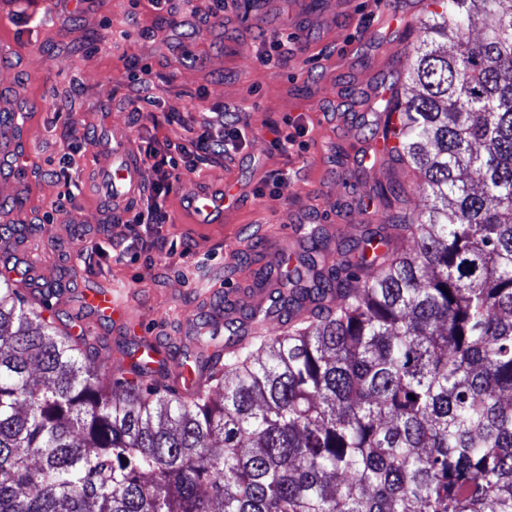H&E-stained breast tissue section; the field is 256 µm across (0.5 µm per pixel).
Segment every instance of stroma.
<instances>
[{
  "mask_svg": "<svg viewBox=\"0 0 512 512\" xmlns=\"http://www.w3.org/2000/svg\"><path fill=\"white\" fill-rule=\"evenodd\" d=\"M397 0H349L335 13L324 0H310L312 17L297 22L290 0H237L232 23L190 18L195 38H186L170 16L150 0H92L84 9L47 12L42 0H0V27L9 30L23 59L21 71L0 70V86L20 87V111L28 153L19 165L22 185L0 182V196L14 199V222L26 226V245L42 262L43 284L64 285L53 299L60 318H80L88 335L103 324L78 315L81 289L108 283L130 309L124 335L104 342L98 362L116 374L126 346L153 336L173 353L163 373L196 354L195 329L211 320L228 291L253 280L282 253L302 244L286 242L295 212L333 210L329 244L357 237L365 207L376 188L394 180L376 165L365 173L341 170L353 141H366L375 118L346 132L336 123L338 100L360 94L366 103L390 97L401 86L419 45L420 18L430 0H404L396 35L385 29ZM140 24L128 27L130 14ZM128 29L120 48L112 33ZM291 35L288 51L264 62L277 34ZM155 84L157 116L185 113L201 104L241 108L242 147L232 167L210 164L174 180L165 206L166 224L145 228L113 215L93 187L103 158L82 148L85 132L111 123L128 125L144 146L153 123L138 119L127 100L130 73ZM303 132L288 148L277 147L276 131L288 124ZM247 176L252 193L226 212L223 223L195 224L180 196L192 184H219Z\"/></svg>",
  "mask_w": 512,
  "mask_h": 512,
  "instance_id": "1",
  "label": "stroma"
}]
</instances>
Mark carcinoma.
I'll use <instances>...</instances> for the list:
<instances>
[{"mask_svg": "<svg viewBox=\"0 0 512 512\" xmlns=\"http://www.w3.org/2000/svg\"><path fill=\"white\" fill-rule=\"evenodd\" d=\"M433 2L370 129L431 205L380 189L329 266L314 226L274 300L308 317L197 358L208 384L102 376L53 289L0 279V512H512V0Z\"/></svg>", "mask_w": 512, "mask_h": 512, "instance_id": "1", "label": "carcinoma"}]
</instances>
